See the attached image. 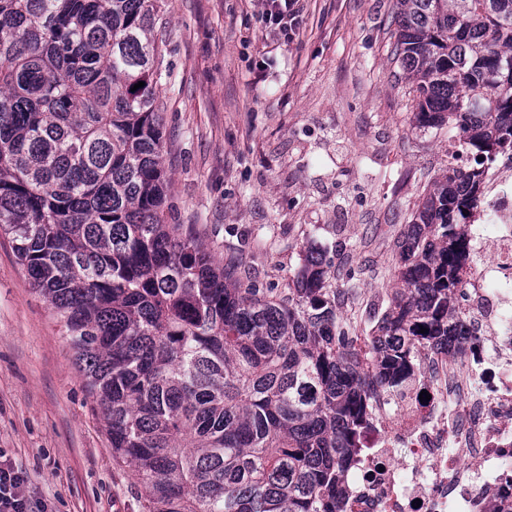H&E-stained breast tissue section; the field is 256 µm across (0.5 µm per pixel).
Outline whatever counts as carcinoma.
Listing matches in <instances>:
<instances>
[{"mask_svg": "<svg viewBox=\"0 0 512 512\" xmlns=\"http://www.w3.org/2000/svg\"><path fill=\"white\" fill-rule=\"evenodd\" d=\"M155 2L0 0V231L148 512H340L369 396L448 346L481 165L512 150V0H396L412 123L471 165L424 189L363 339L320 251L277 293L167 223Z\"/></svg>", "mask_w": 512, "mask_h": 512, "instance_id": "cac0c4a2", "label": "carcinoma"}]
</instances>
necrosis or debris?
I'll use <instances>...</instances> for the list:
<instances>
[{
	"instance_id": "necrosis-or-debris-1",
	"label": "necrosis or debris",
	"mask_w": 512,
	"mask_h": 512,
	"mask_svg": "<svg viewBox=\"0 0 512 512\" xmlns=\"http://www.w3.org/2000/svg\"><path fill=\"white\" fill-rule=\"evenodd\" d=\"M484 185L450 336L458 356L430 351L406 405L371 398L341 512H512V154L486 166Z\"/></svg>"
}]
</instances>
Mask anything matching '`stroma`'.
I'll return each mask as SVG.
<instances>
[{"label":"stroma","instance_id":"1","mask_svg":"<svg viewBox=\"0 0 512 512\" xmlns=\"http://www.w3.org/2000/svg\"><path fill=\"white\" fill-rule=\"evenodd\" d=\"M158 5L172 223L279 292L314 242L356 334L371 335L395 278L393 241L448 165L447 129L410 120L413 94L391 56L396 0H298L289 39L263 25L260 0ZM0 458L47 512H147L62 323L3 236Z\"/></svg>","mask_w":512,"mask_h":512}]
</instances>
